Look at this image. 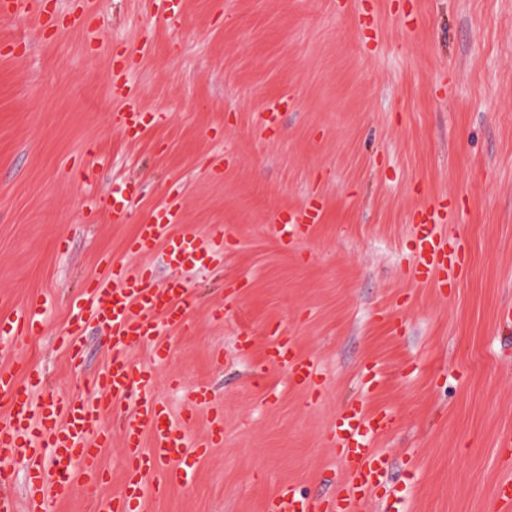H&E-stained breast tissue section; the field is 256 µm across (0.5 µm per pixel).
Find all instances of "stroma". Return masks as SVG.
Wrapping results in <instances>:
<instances>
[{
    "label": "stroma",
    "mask_w": 512,
    "mask_h": 512,
    "mask_svg": "<svg viewBox=\"0 0 512 512\" xmlns=\"http://www.w3.org/2000/svg\"><path fill=\"white\" fill-rule=\"evenodd\" d=\"M37 10L0 13V306L51 305L9 362L41 364L57 396L85 394L83 374L110 356L104 328L83 326L77 369L56 339L88 281L115 261L163 284L181 235L224 231L222 259L191 277V327L129 352L191 437L207 439L216 414L224 428L191 481L143 512H266L288 483L336 496L334 426L358 399L394 417L373 442L392 492L367 512H496L493 489L512 478L499 443L512 430V0H183L174 23L169 0ZM117 75L152 117L135 140ZM115 192L122 215L87 212L88 195ZM312 196L321 222L285 241L279 215ZM173 197L182 224L129 254ZM443 199L442 231L466 238L468 265L437 288L413 272L412 224ZM240 332L249 350H235ZM273 336L318 361L309 387L264 366ZM199 387L211 402H192ZM99 465L95 489L47 491L46 512L119 496L120 433Z\"/></svg>",
    "instance_id": "1"
}]
</instances>
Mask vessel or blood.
<instances>
[{
  "label": "vessel or blood",
  "instance_id": "vessel-or-blood-1",
  "mask_svg": "<svg viewBox=\"0 0 512 512\" xmlns=\"http://www.w3.org/2000/svg\"><path fill=\"white\" fill-rule=\"evenodd\" d=\"M321 215V202L311 201L282 215L281 231L287 237L301 234L317 224ZM451 220L448 204L440 201L423 208L414 226L419 241L417 272L420 279L438 288L447 287L449 270L462 264L467 254L463 239L441 235V225ZM180 222L179 202L168 201L140 224L126 245L127 252L152 253ZM200 252L196 235L185 234L179 249L169 254L178 273L159 288L152 285L150 270L117 263L106 274L90 280L75 327L59 337L58 343L71 362H78L80 324L106 326L111 359L87 379L94 396L56 399L48 393L37 366L0 367V512H17L9 487L14 482V464L21 458L28 462L27 496L37 512L43 506L46 487H54L60 494L78 480L95 485L98 456L110 438L104 415L119 402L125 406L119 420L125 440L124 490L102 502L101 512H140L149 494L174 483H186L193 461L206 453L210 443L221 441L223 428L217 417L212 420L210 440L190 439V420L174 424L166 406L152 393L149 366L134 363L128 356L134 344L157 340L160 325L188 327L192 297L182 272L200 262ZM43 314L44 307L38 302L1 312L0 335L32 334L41 325ZM264 358L270 365L289 368L299 384L313 380L318 370L315 359L300 355L291 342L277 337L270 338ZM389 425L385 412L359 404L342 411L337 417L336 444L342 451L348 492L313 501L299 496L293 486L283 485L276 490L269 512H362L389 470L387 457L370 447L369 441L383 435ZM43 448L51 449L58 462L67 463V471L46 477L38 461Z\"/></svg>",
  "mask_w": 512,
  "mask_h": 512
}]
</instances>
